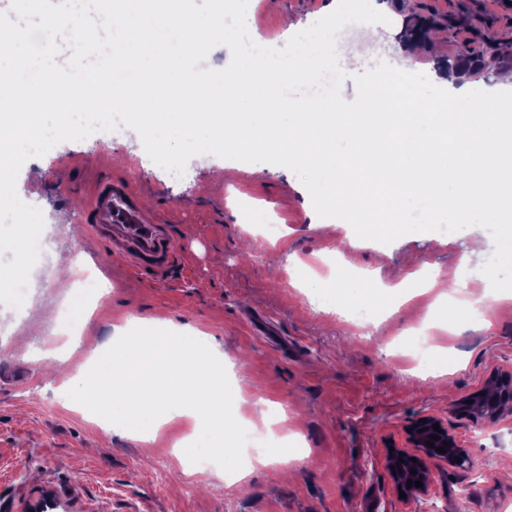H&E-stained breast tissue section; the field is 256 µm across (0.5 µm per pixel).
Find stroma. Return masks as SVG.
I'll return each mask as SVG.
<instances>
[{"label":"stroma","mask_w":512,"mask_h":512,"mask_svg":"<svg viewBox=\"0 0 512 512\" xmlns=\"http://www.w3.org/2000/svg\"><path fill=\"white\" fill-rule=\"evenodd\" d=\"M388 43L356 50L359 27L338 35L341 96H357L356 75L391 61L404 43V26L421 20L436 33L435 51L418 57L430 70L490 44L505 48L500 68L512 70V7L502 0H384ZM333 0H249V33L285 46L284 18L308 27L331 13ZM121 130L96 131L34 158L40 172H19L16 191L39 209L48 246L31 271L35 297L64 304L80 286L98 303L72 341L39 322L37 310L17 317L0 304V512H29L44 491L57 512H512V400L498 418H474L455 405L483 388L490 376L512 379V291L491 300L483 262L472 256L480 226L448 235L411 233L383 244H351V225L315 224L309 194L296 174L266 165L248 172L231 161L215 176L219 157L199 155L183 175L159 167L145 151L130 152ZM125 181L137 202L168 224L181 260L155 281L130 274L123 260L90 238L87 205L98 182ZM262 205V222H278L281 239L265 241L247 223L244 207ZM348 254V263L393 285L421 269L460 272L465 286L455 302L436 310V291L402 306L381 292L370 295L386 318L361 335L331 312H317L291 284L303 264L322 254ZM107 296H100L101 283ZM486 299V317L470 319V300ZM175 325L204 332L224 353V375L237 379L257 404L249 420L261 424L282 406L308 457L288 465H255L234 487L207 488L185 473L174 450L189 429L181 421L160 427L153 441L102 429L56 401L53 384L76 372L90 351L112 342L114 326H144L156 312ZM440 317L448 371L405 365L389 342H404L415 324ZM435 415L466 448L462 470L431 462L426 493L400 497L387 467L391 448L405 444L407 426Z\"/></svg>","instance_id":"35a3bbf8"}]
</instances>
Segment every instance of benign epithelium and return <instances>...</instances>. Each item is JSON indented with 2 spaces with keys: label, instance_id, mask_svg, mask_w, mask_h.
I'll return each instance as SVG.
<instances>
[{
  "label": "benign epithelium",
  "instance_id": "1",
  "mask_svg": "<svg viewBox=\"0 0 512 512\" xmlns=\"http://www.w3.org/2000/svg\"><path fill=\"white\" fill-rule=\"evenodd\" d=\"M512 396V384L496 376L491 377L485 384L481 393L471 397V400H462L461 407L469 414L479 417L487 416L494 418L499 413L500 401ZM417 426L411 428L406 433L407 448H396L393 456L388 458L389 470L397 483L400 491L406 495H417L427 491L432 483L433 476L429 468V461L444 458L451 466L457 465V462L468 461V454L465 449L459 447L454 436L448 433V427L442 423L438 417L433 415L425 416V421L415 420ZM439 425V430H434L432 425ZM437 435L439 439L434 441V447L426 446L431 441V436ZM449 443V447L455 450V453L441 456L437 448L443 446V443ZM415 473H410V470ZM422 482V486L407 487V481Z\"/></svg>",
  "mask_w": 512,
  "mask_h": 512
}]
</instances>
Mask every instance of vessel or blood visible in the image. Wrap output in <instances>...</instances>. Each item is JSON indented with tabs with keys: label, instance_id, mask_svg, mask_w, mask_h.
Wrapping results in <instances>:
<instances>
[{
	"label": "vessel or blood",
	"instance_id": "1",
	"mask_svg": "<svg viewBox=\"0 0 512 512\" xmlns=\"http://www.w3.org/2000/svg\"><path fill=\"white\" fill-rule=\"evenodd\" d=\"M89 214L91 234L104 241L135 275L154 274L179 257L167 225L150 219L134 203L123 181L100 182L89 203Z\"/></svg>",
	"mask_w": 512,
	"mask_h": 512
}]
</instances>
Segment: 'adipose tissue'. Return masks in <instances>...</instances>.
<instances>
[{
  "label": "adipose tissue",
  "instance_id": "1",
  "mask_svg": "<svg viewBox=\"0 0 512 512\" xmlns=\"http://www.w3.org/2000/svg\"><path fill=\"white\" fill-rule=\"evenodd\" d=\"M160 335L122 341L120 353L97 355L95 380L86 385L80 376L63 381L76 399L95 393L100 416L110 427L149 441L156 428L178 416L204 425L208 452L225 467L236 463V441L227 408L248 403L239 383H225L215 363L222 355L199 331L169 332L158 320Z\"/></svg>",
  "mask_w": 512,
  "mask_h": 512
}]
</instances>
